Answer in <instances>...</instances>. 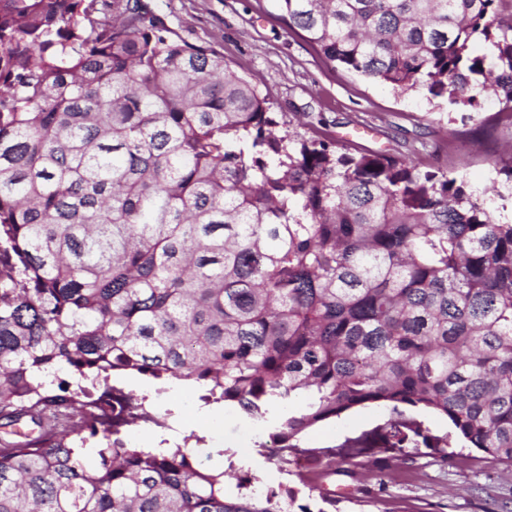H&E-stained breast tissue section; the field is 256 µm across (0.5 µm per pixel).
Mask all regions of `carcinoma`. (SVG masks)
I'll return each mask as SVG.
<instances>
[{
  "label": "carcinoma",
  "mask_w": 512,
  "mask_h": 512,
  "mask_svg": "<svg viewBox=\"0 0 512 512\" xmlns=\"http://www.w3.org/2000/svg\"><path fill=\"white\" fill-rule=\"evenodd\" d=\"M275 2L347 72L512 112L506 0ZM493 203L294 138L141 0H0V512H312L248 476L226 497L186 438L123 441L147 408L117 373L275 416L279 463L318 476L334 455L302 437L370 404L383 448L512 464V222Z\"/></svg>",
  "instance_id": "obj_1"
}]
</instances>
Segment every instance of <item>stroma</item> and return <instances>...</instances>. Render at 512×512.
Here are the masks:
<instances>
[{
  "instance_id": "stroma-1",
  "label": "stroma",
  "mask_w": 512,
  "mask_h": 512,
  "mask_svg": "<svg viewBox=\"0 0 512 512\" xmlns=\"http://www.w3.org/2000/svg\"><path fill=\"white\" fill-rule=\"evenodd\" d=\"M180 38L205 43L221 51L233 70L267 95L285 130L293 134L326 136L350 151H380L411 160L420 169L440 170L463 177L472 190L490 187L497 174L494 162L512 155V121L485 124L447 103L432 102L418 92L402 94L381 82L326 63L302 34L291 31L280 17L275 0H143ZM113 385L146 399L153 412L168 414L165 428L133 431L137 443L191 431L190 421L202 408L193 388L156 394L152 379L132 373L113 376ZM383 408L368 406L325 422L307 432L310 448H331L337 459L361 461L380 457L370 441L381 424ZM238 411L225 407L216 432L206 434L197 458L201 466H228L251 474V490L292 486L306 489L313 475L306 467L281 469ZM223 456H209V449ZM393 477L379 483L372 475L336 474L311 493L312 512H512V467L473 448L456 449L448 463H439L423 450L406 448L390 453Z\"/></svg>"
}]
</instances>
